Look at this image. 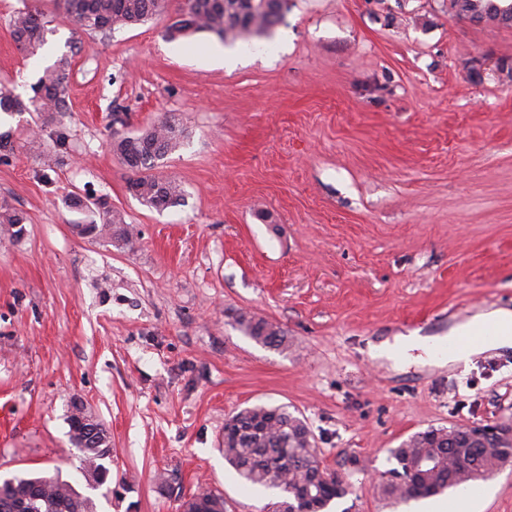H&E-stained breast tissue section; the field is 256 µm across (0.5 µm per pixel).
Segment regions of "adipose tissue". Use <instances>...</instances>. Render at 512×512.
Here are the masks:
<instances>
[{
  "instance_id": "obj_1",
  "label": "adipose tissue",
  "mask_w": 512,
  "mask_h": 512,
  "mask_svg": "<svg viewBox=\"0 0 512 512\" xmlns=\"http://www.w3.org/2000/svg\"><path fill=\"white\" fill-rule=\"evenodd\" d=\"M465 336L471 339L466 348L443 354L438 350L439 338L397 335L372 346L370 355L395 367L409 362L442 366L467 361L486 350L512 346V310L495 308L476 313L448 333L452 340Z\"/></svg>"
}]
</instances>
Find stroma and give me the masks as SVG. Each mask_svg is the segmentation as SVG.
Instances as JSON below:
<instances>
[{"instance_id":"obj_1","label":"stroma","mask_w":512,"mask_h":512,"mask_svg":"<svg viewBox=\"0 0 512 512\" xmlns=\"http://www.w3.org/2000/svg\"><path fill=\"white\" fill-rule=\"evenodd\" d=\"M169 5L88 35L56 0H0V89L29 98L72 57L64 117L0 112V201L27 217L23 236L0 232V476L60 477L95 512H182L203 490L224 512H273L279 491L225 461L224 422L285 405L349 485L328 512H420L380 493L391 449L512 422V348L442 368L369 350L512 309V25L451 0H288L228 68L207 55L213 33L164 38ZM29 7L52 21L34 56L9 28ZM172 115L186 137L154 174L183 193L157 210L112 142ZM75 195L107 197L133 244L81 234ZM242 312L278 324L288 352L240 332ZM75 401L112 439L93 490L69 441ZM473 488L477 512H512V464Z\"/></svg>"}]
</instances>
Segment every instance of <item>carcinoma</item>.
<instances>
[{"mask_svg":"<svg viewBox=\"0 0 512 512\" xmlns=\"http://www.w3.org/2000/svg\"><path fill=\"white\" fill-rule=\"evenodd\" d=\"M179 6L177 18L165 29L169 40L192 32L206 31L225 41H235L269 31L275 24L270 0H189ZM458 13L472 21L500 18L512 24V2L498 0H451ZM61 13L74 33H110L117 28L145 22L166 12L167 0H58ZM49 21L37 9L15 13L11 35L21 51L35 55L45 43ZM71 57L63 53L46 66L33 84V96L24 101L9 91H0L1 112H35L48 121L68 111L67 90ZM185 138L184 129L170 117L139 133L113 140L112 148L124 166L138 174L129 189L145 205L162 209L182 196L180 185L169 179L147 175L159 161L176 151ZM87 224L98 237L130 242L129 230L112 214L105 198L95 207L82 206ZM23 213L0 203V224L19 238L24 232ZM239 330L255 343L270 348H288V336L278 325L260 317L240 314ZM80 452L81 469L92 488L106 484L110 448H86L83 437L70 436ZM397 466L388 470L381 483L382 494L399 506L410 500L438 495L450 488L466 487L488 477L512 462V439L493 447L467 438V427L451 426L419 431L390 451ZM224 459L252 486L277 489L283 500L277 508L286 512H324L331 501L347 494L343 480L334 473L314 482L320 458L304 419L286 406L257 405L231 415L224 423ZM201 512H224V498L211 492L195 494ZM93 501L59 478L14 475L0 480V512H93Z\"/></svg>","mask_w":512,"mask_h":512,"instance_id":"cac0c4a2","label":"carcinoma"}]
</instances>
